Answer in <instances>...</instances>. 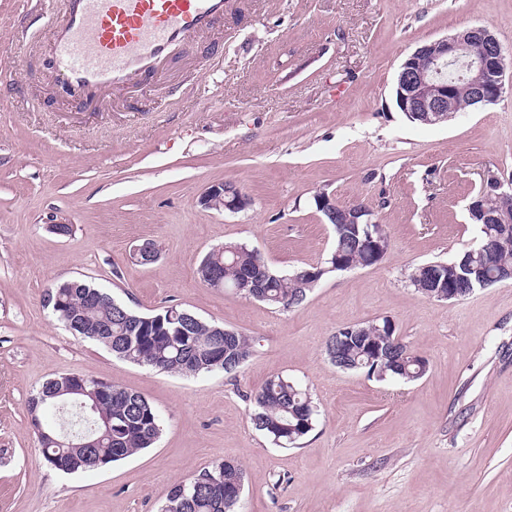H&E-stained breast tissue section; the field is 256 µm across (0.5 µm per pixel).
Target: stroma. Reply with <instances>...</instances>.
Masks as SVG:
<instances>
[{"label":"stroma","instance_id":"1","mask_svg":"<svg viewBox=\"0 0 512 512\" xmlns=\"http://www.w3.org/2000/svg\"><path fill=\"white\" fill-rule=\"evenodd\" d=\"M42 8L34 22L28 0H0V512H158L173 485L225 459L248 474L238 512H512V281L437 301L409 280L477 244L469 202L487 173L512 178V91L430 126L394 98L408 54L473 25L492 27L512 66V0H234L223 28L150 82L90 103L58 94L46 23L63 0ZM223 181L252 206L202 207ZM322 190L385 225L381 262L328 273L287 310L199 282L203 257L229 242L280 273L324 264ZM146 241L159 248L149 265L131 257ZM76 277L144 314L177 305L235 328L255 352L239 372L195 377L116 358L45 302ZM384 317L427 360L422 378L328 359L337 329ZM66 373L146 398L157 443L86 472L47 466L28 400ZM274 374L319 410L296 448L250 421Z\"/></svg>","mask_w":512,"mask_h":512}]
</instances>
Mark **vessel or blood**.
<instances>
[{
	"label": "vessel or blood",
	"instance_id": "obj_1",
	"mask_svg": "<svg viewBox=\"0 0 512 512\" xmlns=\"http://www.w3.org/2000/svg\"><path fill=\"white\" fill-rule=\"evenodd\" d=\"M47 51L66 94L121 89L224 17L229 0H66Z\"/></svg>",
	"mask_w": 512,
	"mask_h": 512
}]
</instances>
